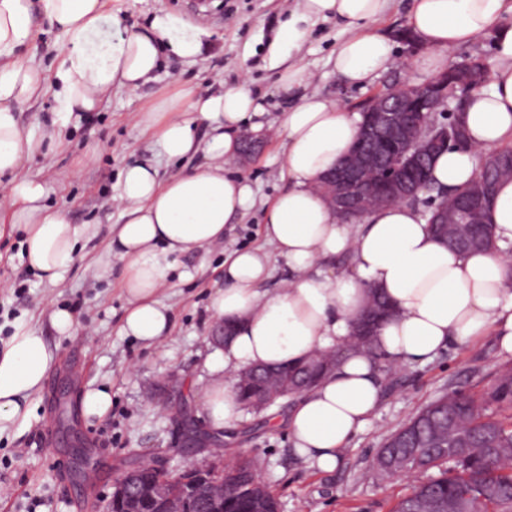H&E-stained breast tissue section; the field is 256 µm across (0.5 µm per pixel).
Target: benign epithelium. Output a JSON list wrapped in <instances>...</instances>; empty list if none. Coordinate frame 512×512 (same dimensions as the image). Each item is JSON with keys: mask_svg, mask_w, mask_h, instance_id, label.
<instances>
[{"mask_svg": "<svg viewBox=\"0 0 512 512\" xmlns=\"http://www.w3.org/2000/svg\"><path fill=\"white\" fill-rule=\"evenodd\" d=\"M489 75L482 59L470 58L451 67L448 71L423 83L401 80L390 85V90L374 94L366 100L361 112L365 116L361 138L355 149L343 160L340 167L325 176L320 189L327 197L333 212L350 223L362 218L368 208L390 204L398 199L415 198L427 188L426 169L420 168L421 175L408 180L401 175L392 176L386 191L375 198H367V173L381 163L382 150L389 144L396 148V169L410 170L418 167L424 158H432L437 151L456 143L461 136L460 126L451 123L432 128L429 139H421L424 118L440 112L442 108L461 92L467 96L471 90L488 82ZM262 144L259 134H242L238 160L244 164L255 154ZM511 167L512 155L502 157L489 153L483 157L479 177L482 182L474 192L456 201L453 219L458 224H484V214L480 198L488 190L483 178L496 168ZM184 407L177 403L174 413L182 425V447L188 449L186 455L192 457L207 445L222 446L219 439H209L199 430L185 427L182 417ZM144 468L161 469L156 461L132 464L117 474L112 480V495L104 501L105 512H112L117 506L121 512H146L148 507L186 508L190 497L198 494L200 487H207L203 495L205 512H224V497L227 490L224 480L210 481L209 476L224 471V466L216 463L187 462L176 477L160 476L146 488L139 483L140 471Z\"/></svg>", "mask_w": 512, "mask_h": 512, "instance_id": "benign-epithelium-1", "label": "benign epithelium"}]
</instances>
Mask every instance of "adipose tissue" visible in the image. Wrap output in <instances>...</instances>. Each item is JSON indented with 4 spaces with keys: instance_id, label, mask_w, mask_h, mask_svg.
<instances>
[{
    "instance_id": "obj_1",
    "label": "adipose tissue",
    "mask_w": 512,
    "mask_h": 512,
    "mask_svg": "<svg viewBox=\"0 0 512 512\" xmlns=\"http://www.w3.org/2000/svg\"><path fill=\"white\" fill-rule=\"evenodd\" d=\"M386 0H298L272 41L283 92L302 90L310 73L291 63L293 49L312 27L335 17L350 28L328 58L346 83L360 85L394 62V45L381 34H361L383 12ZM41 13L65 38L51 85L43 64L19 62L16 51L31 34L32 11ZM105 0H0V223L19 232L29 267L51 282L61 279L93 229L71 223L46 205L49 186L22 174L30 158L50 155L59 130L95 110L115 91H134L158 68L162 50L184 66L203 53L199 30L169 15L149 28L109 32ZM408 27L423 45L408 66L436 76L446 50L492 34L495 66L489 88L472 92L463 115L468 149H450L432 164L435 185L458 188L478 172L480 158L512 144V0H412ZM51 88L59 126L42 134L24 130L16 109ZM264 108L247 86L206 96L184 87L163 115L157 145L169 160L202 153L195 170L161 179L156 161L127 166L113 199L125 221L112 231L109 254L126 264L122 290L127 308L122 330L153 344L171 329L168 308L156 295L179 258L221 244L225 229L254 202L251 186L226 174L243 126L262 130ZM361 116L337 101L304 94L282 116L290 181L266 211L264 240L284 258L290 275L274 293L260 291L270 272L262 249L233 253L224 263V286L211 302V317L231 326L224 351L206 361L212 378L204 408L214 426L237 419L241 404L231 390L234 374L249 368L296 364L348 343L355 319L372 291L394 307L378 329L375 352L359 348L301 393L285 424L297 456L324 471L365 426L382 399V382L393 368L433 359L451 345L495 336L512 353V181L500 182L487 202L496 247L460 253L437 239L418 208L401 202L367 214L362 224L339 223L318 182L341 161L360 130ZM347 254L350 264L330 261ZM55 361L41 332L17 326L0 343V433L31 414Z\"/></svg>"
}]
</instances>
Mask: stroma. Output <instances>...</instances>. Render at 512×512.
I'll return each instance as SVG.
<instances>
[{"instance_id": "obj_1", "label": "stroma", "mask_w": 512, "mask_h": 512, "mask_svg": "<svg viewBox=\"0 0 512 512\" xmlns=\"http://www.w3.org/2000/svg\"><path fill=\"white\" fill-rule=\"evenodd\" d=\"M194 2L106 0L107 14L118 17L122 28H143L154 17L169 14L203 30L207 50L188 71L175 57L163 56L153 80L132 92H113L65 136L62 147L26 166L50 184L48 205L66 211L72 223L97 225L98 234L54 284L28 268L17 234L0 236V339L23 324L40 330L58 348L42 390L31 400L30 420L0 434V512H99L100 501L112 491L113 475L131 461L150 457L170 469L181 467V430L166 406L168 391L183 393L188 414L199 426L209 424L202 405L208 380L204 363L222 350L211 339L212 295L224 285V262L232 252L262 245L265 210L288 185L285 140L274 128L295 99L279 92L268 47L296 0H211L200 9ZM347 34L338 20L319 21L294 56V63L313 75L310 91L355 112L393 81H425V73L404 67L409 53L400 43L398 64L364 86L346 84L328 58ZM240 83L247 84L265 109V145L248 165L233 161L226 171L250 183L255 204L237 218L223 245L180 259L173 283L158 294L171 310V332L158 344L145 345L122 331L123 263L113 261L111 275H99L111 227L123 221L121 206L112 200L113 187L124 165L156 151V129L145 122L146 113L186 85L205 95ZM62 305L76 312L77 335L63 337L50 326L48 308ZM506 364L512 365V354L487 336L465 347H450L430 362L391 372L380 407L330 472L298 460L284 426L273 425V418H285L293 403L289 397L244 412L225 425L222 448L201 449L196 457L258 459L263 479L280 499L281 512H390L412 482L376 475L374 458L385 440L442 395L460 391L480 396ZM99 387L109 389L112 409L105 418L93 420L83 414L82 396ZM50 428L56 436L51 444L45 441Z\"/></svg>"}]
</instances>
